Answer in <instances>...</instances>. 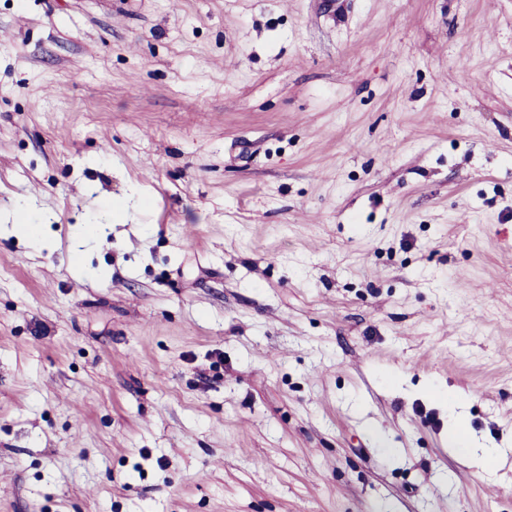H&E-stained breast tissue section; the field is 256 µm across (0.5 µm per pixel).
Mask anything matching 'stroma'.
Returning a JSON list of instances; mask_svg holds the SVG:
<instances>
[{
  "instance_id": "35a3bbf8",
  "label": "stroma",
  "mask_w": 512,
  "mask_h": 512,
  "mask_svg": "<svg viewBox=\"0 0 512 512\" xmlns=\"http://www.w3.org/2000/svg\"><path fill=\"white\" fill-rule=\"evenodd\" d=\"M20 201L0 512H512V0H0ZM38 224H34L33 218L25 205L18 204L14 213L12 232H20L30 241L39 243ZM453 447L457 448V450L466 456H473L476 462V465L480 468L486 466V464L492 460L493 455L498 453L496 448H485L481 455H477L473 446V441L471 438H468L463 432L455 431V436L452 439Z\"/></svg>"
}]
</instances>
